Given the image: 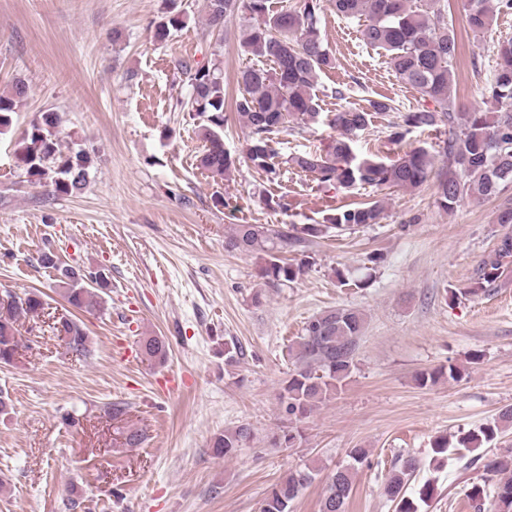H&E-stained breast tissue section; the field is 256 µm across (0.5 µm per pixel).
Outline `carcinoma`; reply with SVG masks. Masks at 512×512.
Wrapping results in <instances>:
<instances>
[{"label": "carcinoma", "mask_w": 512, "mask_h": 512, "mask_svg": "<svg viewBox=\"0 0 512 512\" xmlns=\"http://www.w3.org/2000/svg\"><path fill=\"white\" fill-rule=\"evenodd\" d=\"M336 15L361 21L364 44L382 50L395 77L434 103V108H416L400 115L405 131L443 130L441 154L446 169L437 176L436 203L452 211L466 198L496 196L512 185V39L497 46V63L485 87L487 108L461 112L451 101L454 82L453 60L457 37L448 25V10L442 0L417 5L413 0H330ZM207 25L214 31L224 28V20L244 15L242 47L271 67L251 65L240 72V95L235 110L248 129L244 159L274 180L280 175L278 151L271 135L296 123L306 128L326 123L338 136L323 148L291 155L286 164L308 173L320 185L350 188L417 189L433 171L435 155L425 145L385 162L374 157H359L354 151L357 135L374 125L379 116L394 111L387 97L369 101V107H346L332 115H323L319 104L318 83L321 74L334 68L335 57L321 35L322 0H300L297 7L283 5L273 9L271 0H205ZM512 12V0H473L467 25L483 32L493 23V10ZM185 23L182 12L172 5L154 25V39L166 40L171 30ZM181 71L189 88L188 97L176 101L182 112L202 118L203 142L198 165L213 177H228L236 159L224 150V77L218 65L195 67L185 63ZM29 85L17 80L8 94H0V133L11 125V115L27 99ZM59 112L48 109L32 121L17 150V160L28 176L51 187V195H72L88 183L91 156L83 149L63 153L58 139ZM383 201L329 213L322 224L275 228L266 224H236L228 238L233 250L265 255L260 267L262 278L275 283L295 281L310 266L302 260L290 264L279 253L318 237L329 229L351 230L378 223ZM512 259V235H505L493 254L483 260L478 278L467 290L477 296L494 284ZM43 267L56 272V280L65 285L70 305L89 308L101 305V293L109 288L106 275L83 272L56 262L51 252L41 254ZM43 310L36 294L18 297L9 308L10 316L0 317V364L13 363L19 346L16 318L34 316ZM363 313L356 309L326 310L305 322L303 334L295 345V368L279 394L280 408L288 420L300 422L343 386L354 367L358 338L364 328ZM65 336L72 351L88 352L87 336L75 320L64 318L54 324ZM142 349L149 358L162 360L167 353L165 341L156 336L143 340ZM512 427V407L503 409L490 424L467 431L457 445L468 451L495 441L503 429ZM251 437V429L239 425L218 435L213 447L226 457L233 455ZM351 462L331 470L326 478L319 512H346L353 492L354 470L368 459L363 448L350 451ZM488 484L474 486L468 494L477 512L485 500L493 502L494 512H512V448L500 454L479 457ZM417 461L408 458L388 475L385 491L395 503V512H418L416 501L425 502L434 486L424 484L418 498L409 487ZM316 478L309 467L290 470L276 482L263 500L261 512H291L294 500Z\"/></svg>", "instance_id": "1"}]
</instances>
